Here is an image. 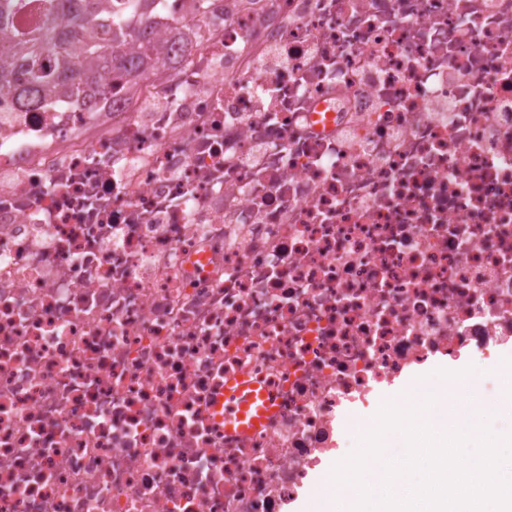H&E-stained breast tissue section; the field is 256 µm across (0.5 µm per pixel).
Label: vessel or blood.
<instances>
[{
	"mask_svg": "<svg viewBox=\"0 0 512 512\" xmlns=\"http://www.w3.org/2000/svg\"><path fill=\"white\" fill-rule=\"evenodd\" d=\"M275 403L271 389L246 377L231 376L217 393L214 410L223 415L226 432L249 433L262 425Z\"/></svg>",
	"mask_w": 512,
	"mask_h": 512,
	"instance_id": "vessel-or-blood-1",
	"label": "vessel or blood"
}]
</instances>
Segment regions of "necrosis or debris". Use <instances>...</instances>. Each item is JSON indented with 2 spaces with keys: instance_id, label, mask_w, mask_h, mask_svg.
<instances>
[{
  "instance_id": "4bbe7bcc",
  "label": "necrosis or debris",
  "mask_w": 512,
  "mask_h": 512,
  "mask_svg": "<svg viewBox=\"0 0 512 512\" xmlns=\"http://www.w3.org/2000/svg\"><path fill=\"white\" fill-rule=\"evenodd\" d=\"M190 44L0 88V512H288L512 345V0H159ZM275 389L257 431L227 375ZM258 401L261 404L256 405ZM276 396L270 388L242 376H229L224 389L216 394L214 411L224 415L227 433H251L275 409ZM255 406V414H251Z\"/></svg>"
}]
</instances>
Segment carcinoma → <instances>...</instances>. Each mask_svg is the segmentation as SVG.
Returning <instances> with one entry per match:
<instances>
[{"instance_id": "1", "label": "carcinoma", "mask_w": 512, "mask_h": 512, "mask_svg": "<svg viewBox=\"0 0 512 512\" xmlns=\"http://www.w3.org/2000/svg\"><path fill=\"white\" fill-rule=\"evenodd\" d=\"M125 2L131 13L119 17L108 12L105 0H0V27L18 12L33 18L28 29L12 31L0 42V85L14 82L20 106L37 110L52 94L98 87L104 72L115 81H130L150 70L160 53L183 39L159 43L156 0ZM127 44L135 49L124 50ZM48 52L56 58L53 68L44 63Z\"/></svg>"}]
</instances>
